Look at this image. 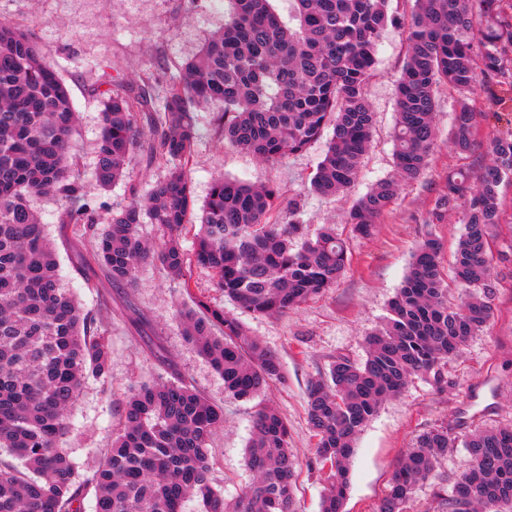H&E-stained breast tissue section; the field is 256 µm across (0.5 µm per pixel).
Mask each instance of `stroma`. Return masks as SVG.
Masks as SVG:
<instances>
[{
  "mask_svg": "<svg viewBox=\"0 0 512 512\" xmlns=\"http://www.w3.org/2000/svg\"><path fill=\"white\" fill-rule=\"evenodd\" d=\"M227 11L226 0H0V21L27 27L70 90L79 114L71 157L88 198L109 208L121 207L144 196L167 173L139 151L130 158L126 178L109 188L97 183L102 75L108 73L123 82L140 79L155 95H162L179 66L223 28ZM405 53L401 29L387 27L366 87L375 120L372 142L354 186L340 196L321 197L307 190L325 152V140L285 162L266 163L225 144L216 109L194 114L196 140L185 173L195 210H202L214 176L221 173L277 186L283 202H300L301 218L310 228L332 224L347 237L350 266L344 275L323 295L286 314L259 316L237 308L216 287L212 271L194 263L182 279L150 262L134 282L112 283L94 259L81 225L60 223L64 201L53 196L34 199L57 251L62 284L97 319L112 348L108 373L86 379L68 418L66 444L78 476H85L111 446L121 423L122 402L132 387L181 377L224 408V427L211 442L210 481L215 489L230 499L251 482L246 448L252 412L262 402L277 409L290 426L298 460L297 512H320L327 474L312 464L315 440L306 411L310 382L328 373L337 358L364 359V339L386 315L418 241L438 237L444 244L442 259L450 261L464 232L458 214L449 213L440 224L425 223L424 217L449 172L461 169L477 174L479 161L486 157L481 141L468 155L449 147L458 101L466 100L476 112L482 132L512 131V112L492 114L482 84L463 93L440 87L436 93L438 146L429 167L402 187L371 236L349 235L348 208L393 172L394 88ZM491 285L488 298L493 316L483 332L449 362L447 386L437 387L425 375L412 378L359 434L344 512H374L395 468L417 437L433 426L448 424L461 436L478 428L512 425V263H493ZM196 297L236 317L249 337L275 352L282 363L283 381L256 400L228 394L221 377L186 341L178 311ZM467 466L464 448L450 451L433 478L419 485L407 512H435L439 494L450 492Z\"/></svg>",
  "mask_w": 512,
  "mask_h": 512,
  "instance_id": "35a3bbf8",
  "label": "stroma"
}]
</instances>
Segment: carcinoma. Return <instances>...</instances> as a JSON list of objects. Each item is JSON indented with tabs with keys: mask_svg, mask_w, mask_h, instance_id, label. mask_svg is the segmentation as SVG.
<instances>
[{
	"mask_svg": "<svg viewBox=\"0 0 512 512\" xmlns=\"http://www.w3.org/2000/svg\"><path fill=\"white\" fill-rule=\"evenodd\" d=\"M224 29L186 62L158 100L143 87L106 81L100 91L95 176L108 187L124 177L138 145V114L158 113L146 143L150 160L167 169L145 196L99 222L81 181L72 174L69 141L76 127L69 90L46 61L33 34L0 21V512H83L94 488L96 512H296L297 461L287 421L258 406L246 463L253 480L228 501L209 478L210 442L224 409L181 379L144 382L129 390L112 445L83 481L76 479L64 441L68 413L84 379L108 373L109 340L58 275L57 253L32 198L65 201L63 224H80L98 263L115 283L133 281L148 261L173 277L187 261L210 269L216 286L240 308L283 314L336 284L349 264L336 225L310 236L300 203L288 219L270 222L280 194L224 176L214 178L193 257L182 246L193 198L183 171L196 139L192 109H220L224 142L276 163L332 130L310 191L334 196L356 181L368 149L374 112L365 89L379 38L395 18L388 0H294L297 25L284 24L272 0H228ZM405 28L407 60L396 85L394 175L380 180L346 215L353 234L368 237L402 186L417 180L437 143L440 85L469 90L482 79L493 107L512 102V3L508 0H415ZM480 129L465 100L454 111L451 144L472 152ZM488 163L473 189L465 172L448 175L425 223L458 212L464 233L449 269L433 236L414 249L407 274L381 325L366 339L360 362L340 357L307 392L314 462L328 470L321 512H343L354 442L380 407L409 379L431 373L448 384L445 368L489 322L483 294L495 257L493 232L502 224L501 187L512 183V133L487 136ZM153 227V241L140 227ZM469 292L448 300V289ZM190 345L224 388L250 399L284 379L280 358L246 336L240 321L203 300L179 311ZM462 447L470 463L441 512H512V427L461 437L441 423L420 434L395 469L376 512H406L417 487L448 449Z\"/></svg>",
	"mask_w": 512,
	"mask_h": 512,
	"instance_id": "carcinoma-1",
	"label": "carcinoma"
}]
</instances>
